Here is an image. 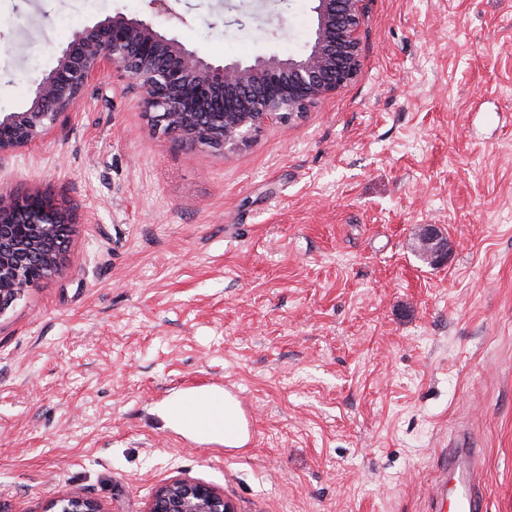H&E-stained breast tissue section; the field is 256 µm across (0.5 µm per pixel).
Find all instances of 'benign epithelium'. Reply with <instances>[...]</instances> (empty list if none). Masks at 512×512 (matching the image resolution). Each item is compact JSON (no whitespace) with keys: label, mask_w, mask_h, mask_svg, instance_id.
<instances>
[{"label":"benign epithelium","mask_w":512,"mask_h":512,"mask_svg":"<svg viewBox=\"0 0 512 512\" xmlns=\"http://www.w3.org/2000/svg\"><path fill=\"white\" fill-rule=\"evenodd\" d=\"M314 41L297 56H258L250 64H216L148 19L107 16L73 34L57 66L35 84L30 107L0 113V157L40 139L72 111L88 83L110 68L130 83L153 125L175 140L234 150L261 129L305 112L349 86L360 69L363 0H313ZM0 192V316L27 288L62 273L70 219L54 201L23 207ZM418 251L431 265L448 256V241L426 225ZM52 512H102L77 494L56 497ZM147 512H235L216 488L172 479L156 488Z\"/></svg>","instance_id":"7a95c632"}]
</instances>
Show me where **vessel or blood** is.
<instances>
[{"instance_id":"b4317fda","label":"vessel or blood","mask_w":512,"mask_h":512,"mask_svg":"<svg viewBox=\"0 0 512 512\" xmlns=\"http://www.w3.org/2000/svg\"><path fill=\"white\" fill-rule=\"evenodd\" d=\"M479 461L469 434L460 433L449 447L442 467L454 484L448 493L439 495L438 506L448 507L449 512H486L484 496L474 479Z\"/></svg>"}]
</instances>
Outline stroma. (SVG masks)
Returning <instances> with one entry per match:
<instances>
[{"label":"stroma","instance_id":"stroma-1","mask_svg":"<svg viewBox=\"0 0 512 512\" xmlns=\"http://www.w3.org/2000/svg\"><path fill=\"white\" fill-rule=\"evenodd\" d=\"M0 0V113L115 13L230 62L304 51L312 0ZM356 80L234 150L181 144L112 71L0 191L71 215L59 277L0 317V512H146L182 477L236 512H433L467 431L512 512V0H363ZM448 239L421 261L418 231ZM192 380L238 448L166 427ZM425 226L419 240L418 251L427 263L442 264L448 256V241L436 224ZM186 403H191V412L197 417H204L214 422L208 430L194 431L187 428L181 415ZM162 417L171 425L201 441H224V446L235 448L243 445L247 438V427L242 417L239 402L224 391L210 389L196 390L176 394L162 410ZM224 424V429L222 425ZM226 426H234L233 435ZM50 509L52 512H103L97 502L77 494L54 498Z\"/></svg>","mask_w":512,"mask_h":512}]
</instances>
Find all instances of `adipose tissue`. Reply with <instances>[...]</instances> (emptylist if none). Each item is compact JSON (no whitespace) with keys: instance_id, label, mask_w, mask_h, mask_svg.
Listing matches in <instances>:
<instances>
[{"instance_id":"ef3b65f1","label":"adipose tissue","mask_w":512,"mask_h":512,"mask_svg":"<svg viewBox=\"0 0 512 512\" xmlns=\"http://www.w3.org/2000/svg\"><path fill=\"white\" fill-rule=\"evenodd\" d=\"M191 410L195 416L210 420L208 430L198 432L202 441H221L226 447L235 448L244 444L247 427L238 401L230 394L209 389L176 394L162 411L163 418L182 427L181 415Z\"/></svg>"}]
</instances>
